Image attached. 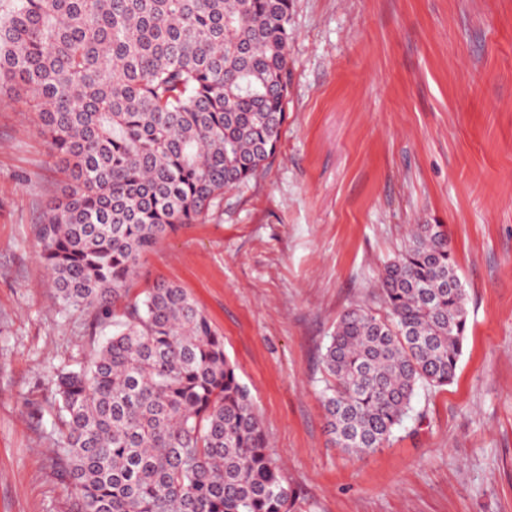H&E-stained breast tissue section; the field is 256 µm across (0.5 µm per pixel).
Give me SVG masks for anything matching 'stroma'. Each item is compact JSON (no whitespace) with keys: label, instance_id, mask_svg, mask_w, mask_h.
I'll list each match as a JSON object with an SVG mask.
<instances>
[{"label":"stroma","instance_id":"stroma-1","mask_svg":"<svg viewBox=\"0 0 512 512\" xmlns=\"http://www.w3.org/2000/svg\"><path fill=\"white\" fill-rule=\"evenodd\" d=\"M275 155L146 254L130 295L185 288L224 336L292 512H512V0H292ZM62 170L24 100L0 101V512H74L50 401L88 356L33 226ZM415 224L446 225L469 312L452 384L422 390L389 447L337 448L321 357L381 308Z\"/></svg>","mask_w":512,"mask_h":512}]
</instances>
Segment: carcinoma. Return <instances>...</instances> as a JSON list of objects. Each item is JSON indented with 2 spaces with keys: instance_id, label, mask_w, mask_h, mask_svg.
<instances>
[{
  "instance_id": "1",
  "label": "carcinoma",
  "mask_w": 512,
  "mask_h": 512,
  "mask_svg": "<svg viewBox=\"0 0 512 512\" xmlns=\"http://www.w3.org/2000/svg\"><path fill=\"white\" fill-rule=\"evenodd\" d=\"M291 0H0V91L25 95L67 186L35 225L90 354L60 376L56 456L76 512H291L224 338L180 286L135 299L143 256L278 147ZM322 354L336 446L384 447L419 390L456 374L466 294L442 224H418Z\"/></svg>"
}]
</instances>
